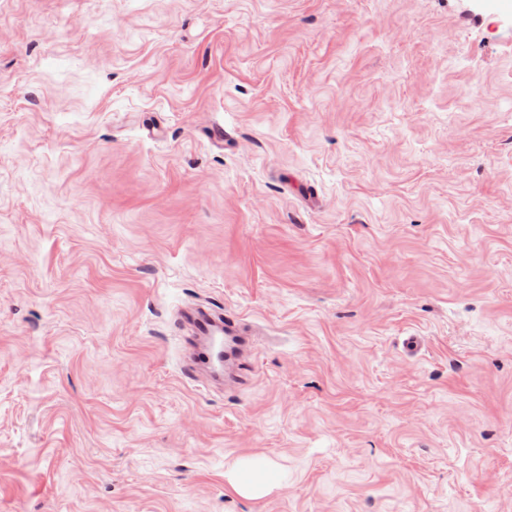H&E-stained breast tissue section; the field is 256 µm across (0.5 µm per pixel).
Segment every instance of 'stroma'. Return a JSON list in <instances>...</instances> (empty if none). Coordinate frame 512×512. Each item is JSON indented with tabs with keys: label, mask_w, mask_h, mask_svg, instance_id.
<instances>
[{
	"label": "stroma",
	"mask_w": 512,
	"mask_h": 512,
	"mask_svg": "<svg viewBox=\"0 0 512 512\" xmlns=\"http://www.w3.org/2000/svg\"><path fill=\"white\" fill-rule=\"evenodd\" d=\"M0 512H512V0H0ZM174 324L186 337V365L197 373L199 369L211 373L214 382L224 374L238 352L247 344H254L256 335L252 322L244 315L215 314L209 309L192 305L181 309ZM224 343L226 360L224 358ZM231 487L239 493H262L275 484V480L270 477L269 473L265 474L262 479L252 476L250 471L240 468L233 472L230 478Z\"/></svg>",
	"instance_id": "stroma-1"
}]
</instances>
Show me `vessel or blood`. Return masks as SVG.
Segmentation results:
<instances>
[{"instance_id":"b4317fda","label":"vessel or blood","mask_w":512,"mask_h":512,"mask_svg":"<svg viewBox=\"0 0 512 512\" xmlns=\"http://www.w3.org/2000/svg\"><path fill=\"white\" fill-rule=\"evenodd\" d=\"M174 324L186 335L188 370L195 373L203 369L215 377L223 375L226 360L235 359L255 336L248 317L223 316L199 305L181 309Z\"/></svg>"}]
</instances>
